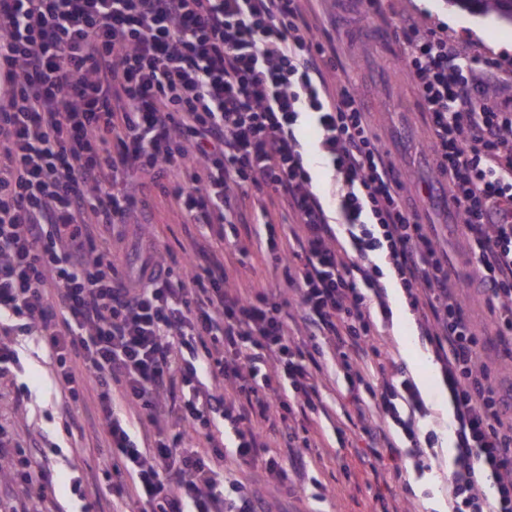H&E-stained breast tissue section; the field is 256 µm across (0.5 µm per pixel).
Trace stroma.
Here are the masks:
<instances>
[{
    "mask_svg": "<svg viewBox=\"0 0 512 512\" xmlns=\"http://www.w3.org/2000/svg\"><path fill=\"white\" fill-rule=\"evenodd\" d=\"M350 6V0H308L306 4L322 26L330 27L341 62L337 75L358 91L401 180L410 186L431 182L434 175L425 130L414 124L422 111L420 96L408 76L407 56L395 34L397 26L413 18L477 44L484 56L499 64L492 79L491 97L502 109L512 110V25L493 16L450 7L448 0H383L381 15L364 21L354 17ZM147 200L149 207L139 215L138 225L114 230L124 239L129 264L141 260L140 240L144 237L158 236L178 258L192 242L206 243L208 226L185 223L157 188H149ZM250 219L252 237H238L229 245L230 251L243 253V264L234 272V279L295 298L282 270L274 269L259 248L257 239L264 233V216L254 210ZM420 221L431 225L436 241L447 250L449 270L458 269L460 227L448 224L441 208L432 201L424 202ZM389 305L393 319L383 328V338L394 359L405 364L414 376L437 414L436 424H421L422 429L432 428L438 434L436 456L425 459L420 468L408 459L363 463L360 454L366 442L347 419L353 386L343 371L331 370L332 359L327 356L323 363L328 370L321 383L325 411L317 416L321 433L318 447H293L283 434L266 431L260 439V462L240 467L234 461L235 440L226 433L223 420L200 429L196 436L201 449L209 448L214 439L223 442L221 472L255 491L266 512H436L435 503L445 501L444 481L455 454L448 394L431 351L419 341L415 318L403 293L390 291ZM24 384L33 395L25 408L16 402L17 391ZM93 398V391L88 390L78 402L63 405L48 364L40 360L26 363L24 373L0 377V432L31 457H41L44 449L52 446L59 450L58 455L47 459L53 486L44 512H80V494L69 482L74 463L83 476L96 482L101 512H126L128 508L127 502L113 498L111 480L99 475L108 448L103 429L92 426L87 418ZM268 457L287 465L290 493H282L276 480L265 473L262 461ZM326 487L334 488V495L323 496Z\"/></svg>",
    "mask_w": 512,
    "mask_h": 512,
    "instance_id": "obj_1",
    "label": "stroma"
}]
</instances>
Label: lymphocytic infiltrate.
I'll use <instances>...</instances> for the list:
<instances>
[{
    "label": "lymphocytic infiltrate",
    "mask_w": 512,
    "mask_h": 512,
    "mask_svg": "<svg viewBox=\"0 0 512 512\" xmlns=\"http://www.w3.org/2000/svg\"><path fill=\"white\" fill-rule=\"evenodd\" d=\"M398 36L429 117L433 168L448 180L496 336L512 345V113L482 95L493 66L481 52L413 23ZM338 65L303 0H0V376L20 369L31 336L64 402L93 388L109 448L100 469L149 512H263L245 484L223 479V448H194L193 434L221 413L237 460L253 463L260 425L320 411L322 335L340 368L381 384L353 394L348 413L368 456L423 465L436 432L418 422L433 411L379 341L393 283L453 412L448 512H512V425L480 358L487 339L407 206L356 89L327 80ZM307 115L317 130L308 148L298 135ZM311 154L334 172L335 214L313 186ZM180 167L183 181L163 185ZM134 171L193 223L217 225L220 242L257 203L307 340L294 338L284 300L231 280L224 252L176 270L158 248L125 268L106 236L146 206ZM272 209L294 216L293 242L277 235ZM204 373L228 393L196 389ZM179 385L195 392L169 434L159 417ZM0 473L20 485V512H41L52 484L41 464L0 450ZM125 474L133 489L119 483Z\"/></svg>",
    "instance_id": "lymphocytic-infiltrate-1"
}]
</instances>
